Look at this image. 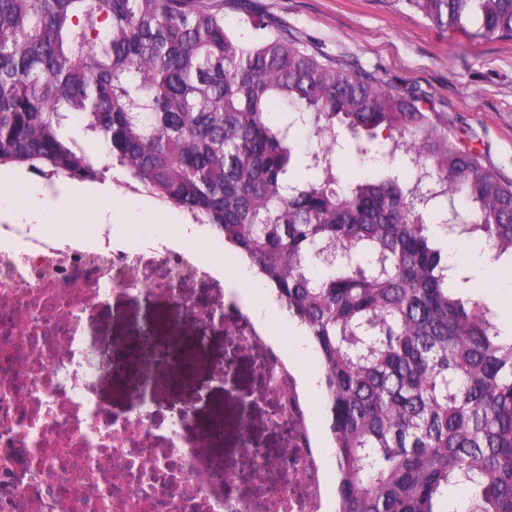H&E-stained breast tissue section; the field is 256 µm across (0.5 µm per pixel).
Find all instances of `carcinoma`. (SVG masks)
<instances>
[{"mask_svg":"<svg viewBox=\"0 0 512 512\" xmlns=\"http://www.w3.org/2000/svg\"><path fill=\"white\" fill-rule=\"evenodd\" d=\"M406 3L512 37V0ZM426 102L279 32L241 41L224 0H0V167L94 182L108 161L240 253L320 353L336 512H438L451 485L473 492L463 512H512V336L416 210L458 197V235L512 256V181ZM299 127L320 146L310 181L294 175ZM343 133L398 167L342 183ZM417 164L441 193L411 183Z\"/></svg>","mask_w":512,"mask_h":512,"instance_id":"carcinoma-1","label":"carcinoma"}]
</instances>
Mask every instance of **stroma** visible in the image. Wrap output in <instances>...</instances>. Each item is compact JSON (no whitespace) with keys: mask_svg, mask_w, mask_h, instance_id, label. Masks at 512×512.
<instances>
[{"mask_svg":"<svg viewBox=\"0 0 512 512\" xmlns=\"http://www.w3.org/2000/svg\"><path fill=\"white\" fill-rule=\"evenodd\" d=\"M254 17L268 29L288 35L309 52L401 88L425 91L436 111L447 114L448 122L462 147L482 156L487 167L512 179V39L484 42L475 39L474 24L446 30L394 0H225L224 22L244 40H253L255 30L247 25ZM122 174L112 169L96 182L86 183L85 193L74 195L67 205L47 204L39 216L47 224L66 223L69 212L82 214L85 224L102 223L104 206L122 205L113 223L125 225L127 233L147 241L175 236L179 225L188 223L186 212L161 203L147 193H123ZM456 263L468 269L469 292L485 298L494 320L504 335L512 336V288L503 282L512 278V262L494 259L477 269L470 268V253L483 249L484 242L472 237L443 240ZM211 260L223 266L224 279L246 307L260 310L271 336L277 337L288 322L284 306L269 304L268 289L238 264L232 247L214 252ZM96 329L90 341L106 348L115 366L112 377L101 384L102 402L120 409L128 402L126 372L134 361L129 349L138 328L149 322L169 343L166 360L154 362L152 371L168 376L184 347L197 354V377L208 385L205 399H197L194 387L164 388L160 397L173 405L195 402L196 415L191 432L207 429L222 419L225 453L239 452V413L223 385L209 381L208 369L220 363L230 344L223 330L189 327L172 331L178 312L167 301L141 299L137 293L115 294L109 306L93 309Z\"/></svg>","mask_w":512,"mask_h":512,"instance_id":"stroma-1","label":"stroma"}]
</instances>
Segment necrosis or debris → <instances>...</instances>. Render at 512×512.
<instances>
[{
    "label": "necrosis or debris",
    "mask_w": 512,
    "mask_h": 512,
    "mask_svg": "<svg viewBox=\"0 0 512 512\" xmlns=\"http://www.w3.org/2000/svg\"><path fill=\"white\" fill-rule=\"evenodd\" d=\"M182 232L147 246L106 228L31 223L23 204L0 220V512H332L324 460L334 451L313 428L312 394L287 345L226 294L223 271L187 239L223 242L196 223ZM190 282L204 284L203 296ZM118 286L197 307L251 354L265 385L249 399L274 407L285 432L275 456L246 451L263 480L210 458L214 430L185 440L156 398L126 411L97 399L102 360L81 332Z\"/></svg>",
    "instance_id": "4bbe7bcc"
}]
</instances>
